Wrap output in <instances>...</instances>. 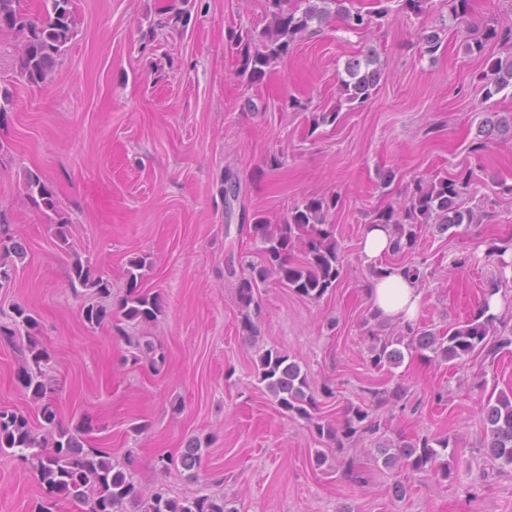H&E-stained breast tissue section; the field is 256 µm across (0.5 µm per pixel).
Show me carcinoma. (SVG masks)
Masks as SVG:
<instances>
[{
	"label": "carcinoma",
	"mask_w": 512,
	"mask_h": 512,
	"mask_svg": "<svg viewBox=\"0 0 512 512\" xmlns=\"http://www.w3.org/2000/svg\"><path fill=\"white\" fill-rule=\"evenodd\" d=\"M334 4L336 0H267L269 23L260 36H242L236 32L228 35L230 50L239 62L238 77L251 85L260 81L267 68L288 56L297 39L320 32L335 14L344 28L353 32L363 31L371 25V15L347 8L334 10ZM196 8V0H179L177 4L164 7L153 22L152 34L188 26ZM40 12L42 17L33 16L23 7V0H0V31H11L20 37V75L28 83L37 85L47 82L65 56L68 44L77 36L73 0H41ZM502 38L512 39V28L503 32L487 27L484 40L466 43V50L480 51L483 41ZM382 75L377 55L371 50L361 57L347 60L344 76L339 78L340 88L348 101L362 104L371 98ZM482 79L485 80L487 100L512 87V59L494 60ZM484 114L479 125L483 139L475 144V151L487 147V136L495 134L512 138L511 112L486 110ZM470 182L471 174L468 172L431 183L419 180L409 191L402 214L394 215L392 208L380 213V223L394 225L396 239L393 252H412L417 243V228L424 224H432L438 232L444 233L464 224L481 223L483 214L480 211L463 206L462 198ZM24 188L46 221L57 225L59 241L67 243L68 221L62 217L58 198L42 174L27 171ZM332 207H336L334 199L313 198L303 207L295 208L288 220L281 224H269L264 218L255 221L253 235L261 241L262 262H245L244 273L237 285L238 300L246 309L241 320L243 333L257 335V325L248 309L253 306L255 313H260V306L255 304L254 289L272 274L279 275L280 282L289 290L309 300H319L336 287L343 263L332 232L325 228ZM0 238L6 240V243H0V288H7L15 273L14 264L7 259L12 256L23 258L26 249L22 241L13 238L6 228L0 231ZM300 242L304 243L305 258L294 263L288 256ZM509 250H512V238L488 252V255L497 257V274L472 319L445 333L416 328L409 323L392 337L381 338L373 333L368 348L371 365L379 369L396 368L404 361L405 349L421 353L429 351L436 359L452 362L474 354L495 355L512 346V327L504 318L487 314L489 300L499 292V285L512 280L508 277L512 273V260L504 259ZM145 267L143 258L130 261L125 271L126 293L120 302L125 320L138 324L157 320L163 311L161 295L142 288ZM68 282L72 289L85 291L87 303L82 307V317L90 328L112 323V306L104 303L112 296V282L106 274L77 258L71 263ZM37 325V318L29 310L16 305L11 321L0 324V336L6 340L22 334L27 336V354L18 365L16 382L40 403V416L51 429L41 437L35 433L27 414L1 407L0 453L15 455L35 470L46 491L38 512H53L56 500L60 498L87 506V512H122L127 503L135 506L138 512H237L235 508L226 507L224 498L219 496L205 494L192 499L177 498L163 488L148 492L128 479L108 453L88 444L85 435L93 430L91 422L84 421L74 430L57 422L52 403L55 389L46 376L49 354L32 339ZM136 349L138 354L133 357L134 362L143 361L153 372L160 371L164 356L156 355L152 341L139 342ZM255 372L259 383L264 385L280 409L306 420L319 437L339 447L343 446L344 439L350 440L364 433L375 434L380 430V425L371 419L369 408L360 406L349 407L343 419L334 424L320 423L313 416L319 406L308 372L278 349H267L259 354ZM481 414L485 458L503 467L512 466V397L499 394L495 400L482 404ZM450 443L448 435L432 441L427 438L415 441L400 434L395 440L377 442V453L387 468L397 467L408 472L431 471L439 467L437 448L446 450ZM201 448L200 440L193 439L178 457L161 459L162 466L191 471L200 465Z\"/></svg>",
	"instance_id": "obj_1"
}]
</instances>
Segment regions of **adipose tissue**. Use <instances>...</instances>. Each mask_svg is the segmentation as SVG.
Here are the masks:
<instances>
[{
    "mask_svg": "<svg viewBox=\"0 0 512 512\" xmlns=\"http://www.w3.org/2000/svg\"><path fill=\"white\" fill-rule=\"evenodd\" d=\"M393 245L391 225H366L361 239V254L366 263L378 267L367 288L372 307L382 318L406 323L416 317L422 292L416 281L402 269L384 264L383 258L391 253Z\"/></svg>",
    "mask_w": 512,
    "mask_h": 512,
    "instance_id": "1",
    "label": "adipose tissue"
}]
</instances>
